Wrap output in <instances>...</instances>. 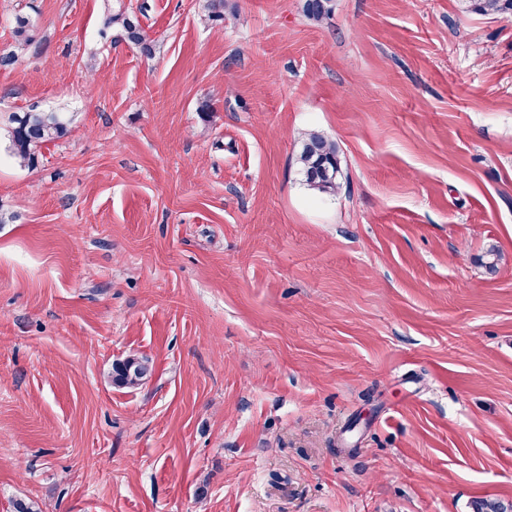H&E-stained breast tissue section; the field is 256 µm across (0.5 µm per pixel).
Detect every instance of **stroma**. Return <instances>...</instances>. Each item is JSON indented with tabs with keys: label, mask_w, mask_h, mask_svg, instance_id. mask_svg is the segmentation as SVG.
Listing matches in <instances>:
<instances>
[{
	"label": "stroma",
	"mask_w": 512,
	"mask_h": 512,
	"mask_svg": "<svg viewBox=\"0 0 512 512\" xmlns=\"http://www.w3.org/2000/svg\"><path fill=\"white\" fill-rule=\"evenodd\" d=\"M203 2L0 0L39 43L0 65V512L512 502V15ZM33 107L72 122L32 168ZM113 25H119L127 41L136 46L143 55L152 56L153 41L148 38L138 18L123 12L111 14L107 17L105 26L112 28ZM6 121V151L21 165L33 167L38 163V148L66 135L70 117L67 112L30 109L11 113ZM306 186L317 194L335 195L340 189L339 148L335 141L310 132L301 140L299 156ZM150 372L151 366L148 359L127 358L113 367L112 382L118 386L136 387L147 379Z\"/></svg>",
	"instance_id": "obj_1"
}]
</instances>
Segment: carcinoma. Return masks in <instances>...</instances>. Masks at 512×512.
Wrapping results in <instances>:
<instances>
[{"label": "carcinoma", "mask_w": 512, "mask_h": 512, "mask_svg": "<svg viewBox=\"0 0 512 512\" xmlns=\"http://www.w3.org/2000/svg\"><path fill=\"white\" fill-rule=\"evenodd\" d=\"M471 10L480 14H512V0H469ZM306 16L320 21L328 15L330 0H306ZM120 26L127 41L139 51L150 56L154 52L153 41L142 28L138 18L123 12L107 17L105 26ZM31 24L28 17L15 14V50L1 57L0 63L9 64L12 59L26 53L36 42L30 34ZM70 117L66 112L37 111L13 112L7 117V152L17 162L33 167L38 163V148L64 137L68 131ZM301 171L306 186L317 194L334 195L340 189L339 148L335 141L310 132L301 140L299 156ZM151 366L146 358H128L113 367L112 382L118 386L136 387L149 376Z\"/></svg>", "instance_id": "carcinoma-1"}]
</instances>
